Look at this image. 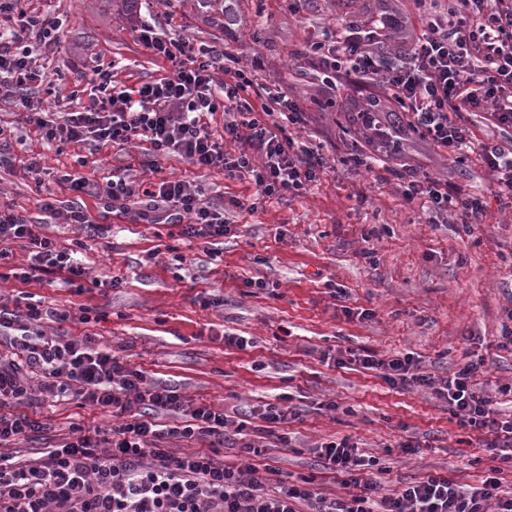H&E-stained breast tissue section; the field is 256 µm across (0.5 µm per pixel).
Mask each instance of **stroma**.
<instances>
[{
  "mask_svg": "<svg viewBox=\"0 0 512 512\" xmlns=\"http://www.w3.org/2000/svg\"><path fill=\"white\" fill-rule=\"evenodd\" d=\"M31 5L63 22L60 47L37 57L47 75L40 91L45 101L86 89L99 68L117 67L128 86L168 76L171 63L152 56L137 38L148 19L163 38L228 49L267 90L288 89L309 117L286 133L320 147L327 167L302 194L262 198L250 180L195 168L176 154L148 158L141 143L94 154L75 144L46 146L19 121L13 100L0 96V127L11 142V161L0 167V204L42 223L45 234L66 248L72 234L43 210V200L78 201L90 220L112 227L86 251L95 287L0 278V296L15 299L24 292L50 307L85 309L87 322L57 323L54 331L71 339L93 336L149 381L176 389L184 402L247 419V438L263 441L258 463L313 478L324 497L347 489L317 465L313 448L344 436L379 460L381 494L429 474L481 486L494 464L483 446L486 433L459 427L432 390L394 389L379 371L322 360L324 352L345 348L384 357L410 353L423 372L443 377L475 354L484 360L479 388L502 408L512 407V397L500 392L512 383V350L501 345L512 329V208L496 200L489 173L473 155L459 164L437 154L419 158L423 173L485 202L484 222L469 234L456 213L430 216L420 203L403 200L397 180L377 181L378 169L393 165V158L379 157L369 171L349 169V156L370 152L346 116L364 97L349 87L337 93L334 106H325L316 71L301 68L291 55L303 38L328 40L336 0H311L300 13L292 0H243L242 24L227 28L198 13L193 0L170 7L163 0H136L127 18L111 0ZM36 154L46 169L38 180L25 171ZM127 169L144 182L180 179L201 187L228 223L220 256H212L203 240L181 237L180 226L137 224L131 216L106 213L98 192L113 172ZM64 170L88 178L94 192L78 196L57 183ZM258 279L263 287H255ZM337 288L346 291V301L336 300ZM228 332L252 338V347L226 346ZM285 395L300 407L299 419L268 425L253 416L254 407ZM37 411L43 430L1 446L0 455L33 460L68 438L71 425H112L111 414L71 392L39 396ZM410 437L420 451L396 452L397 443Z\"/></svg>",
  "mask_w": 512,
  "mask_h": 512,
  "instance_id": "35a3bbf8",
  "label": "stroma"
}]
</instances>
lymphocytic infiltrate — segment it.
Instances as JSON below:
<instances>
[{"label":"lymphocytic infiltrate","instance_id":"f902f5d3","mask_svg":"<svg viewBox=\"0 0 512 512\" xmlns=\"http://www.w3.org/2000/svg\"><path fill=\"white\" fill-rule=\"evenodd\" d=\"M376 0L391 31L410 48L408 57L381 54L373 34L336 28L329 43L297 49L323 76V93L338 86L384 87L391 104L370 119L398 143L415 141L445 152L449 161L476 155L492 177L496 199L512 205V142L477 138L472 115L484 112L500 128L512 129V0H448L446 14L435 15L429 0ZM23 0H0V94L14 97L24 124L54 144H89L101 149L135 139L149 142L153 155L179 154L200 169L221 168L246 174L258 196L307 190L326 161L308 145L280 134L282 123L301 124L305 114L285 91L268 92L245 70L226 65V51L213 46L163 39L143 22L138 39L153 55L171 62L170 76L137 87L118 84L110 69H98L89 103L54 120L35 91L44 75L33 48L50 52L61 44L60 19L26 11ZM225 112L224 132L214 135L212 121ZM394 172L406 202H418L432 215L453 210L463 226L482 223L485 203L460 186L421 175L413 151ZM113 210H135L152 224L157 211L183 219L186 238L217 239L226 232L224 216L197 187L183 180L142 184L126 173H113L106 184ZM45 211L72 226L73 250L59 249L38 225L0 208V261L9 259L11 243L25 240L33 252L21 283L41 282L44 275H65L67 283L84 280L78 250L85 239L110 232L90 221L79 204L59 208L45 201ZM71 311L26 303L8 309L0 304V443L41 431L40 421L22 411L28 389L21 370L39 373L45 391H73L76 397L119 417L105 430L75 425L68 441L32 461L0 462V512H512V498L499 495L502 468L512 469V412L495 407L491 397L472 383L482 367L470 360L451 375L436 379L421 370L409 353L388 357L346 349L337 366L355 363L379 370L395 389L428 388L444 399L459 426L488 431L485 446L497 465L482 487L467 489L447 477L430 474L407 484L392 497L380 496L369 477L377 460L364 456L349 438L317 445L323 468L352 487L349 497H318L309 478L283 479L277 491L267 486L273 468L247 462L227 466L205 449L182 456L161 445L164 437L224 443L241 435L224 411L209 406L185 407L175 390L145 384L143 371L123 358L97 350L91 337L67 340L42 331V321L72 319ZM180 422L159 429V413Z\"/></svg>","mask_w":512,"mask_h":512}]
</instances>
